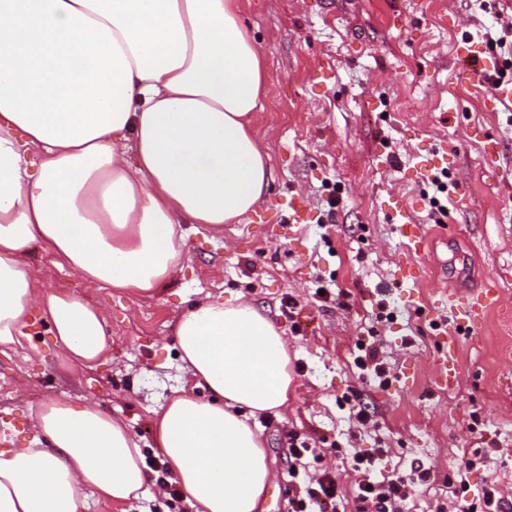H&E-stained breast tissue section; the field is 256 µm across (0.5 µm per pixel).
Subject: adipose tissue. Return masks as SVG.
Wrapping results in <instances>:
<instances>
[{
	"label": "adipose tissue",
	"instance_id": "1",
	"mask_svg": "<svg viewBox=\"0 0 512 512\" xmlns=\"http://www.w3.org/2000/svg\"><path fill=\"white\" fill-rule=\"evenodd\" d=\"M264 83L240 0H0L1 352L36 311L74 364L108 353L100 309L40 288L32 245L87 287L151 297L183 265L184 225L220 233L267 203ZM176 342L208 396L153 410L162 460L192 512H257L273 474L247 416L287 405L288 343L238 297L181 313ZM30 422L47 445L0 452V512L141 495L143 451L112 414L52 398Z\"/></svg>",
	"mask_w": 512,
	"mask_h": 512
}]
</instances>
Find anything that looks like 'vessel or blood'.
Wrapping results in <instances>:
<instances>
[{"instance_id": "vessel-or-blood-1", "label": "vessel or blood", "mask_w": 512, "mask_h": 512, "mask_svg": "<svg viewBox=\"0 0 512 512\" xmlns=\"http://www.w3.org/2000/svg\"><path fill=\"white\" fill-rule=\"evenodd\" d=\"M463 58L468 65L461 71L462 79L472 88L483 92L488 109L512 104V81L497 84L490 83V72L494 68L493 60L486 58L482 45L471 42L463 49ZM501 144L488 141L482 149V161L502 183L512 181V168L503 166L500 160ZM403 232L408 253L421 254L427 242V236L421 225L415 224L411 209L400 199H391L389 203ZM499 304V295L495 288L487 287L479 291L457 293L436 301L435 312H447L450 330L438 356L439 380L449 384L455 381V349L462 337L471 335L477 322L486 313Z\"/></svg>"}]
</instances>
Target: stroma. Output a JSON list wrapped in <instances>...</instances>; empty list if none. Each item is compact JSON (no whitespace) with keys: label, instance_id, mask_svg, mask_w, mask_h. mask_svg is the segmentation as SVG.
<instances>
[{"label":"stroma","instance_id":"1","mask_svg":"<svg viewBox=\"0 0 512 512\" xmlns=\"http://www.w3.org/2000/svg\"><path fill=\"white\" fill-rule=\"evenodd\" d=\"M512 0H241V16L266 64L263 109L254 133L269 156L271 201L304 198L311 220L286 235L245 218L221 235L186 225L183 268L160 294L143 299L113 288L86 290L53 254L35 246L25 261L43 286L89 294L102 311L110 344L94 369L70 365L42 320L31 344L0 353V433L16 445L37 440L31 408L64 397L93 402L120 418L142 448L150 470L163 465L154 445L151 412L175 389L194 387L181 368L175 318L196 304L242 297L288 339L293 378L288 406L254 421L266 441L275 478L259 512H280L294 488L288 482L289 432L309 438L305 469L336 473L337 492L352 506L359 475L348 454L381 448L379 473L431 477L416 482L403 512H435L455 500L448 476L468 460L471 489L496 482L512 496V187L481 164L484 138L498 139L502 164L512 165V104L488 112L481 95L461 84L459 48L497 29ZM329 68L331 78L316 76ZM454 151L448 200L437 223L435 193L414 165L440 145ZM389 153L390 165L380 162ZM401 197L432 237L417 261L422 281L400 282L407 249L383 202ZM495 281L503 308L487 314L456 350L458 380L434 384L442 338L427 312L448 287ZM328 300L317 301V289ZM418 297L421 311L408 308ZM294 299L296 311L286 301ZM392 316L379 315V303ZM373 342L390 374L381 390L362 382L354 359L358 341ZM371 415L368 427L348 418L347 397ZM83 512H188L179 496L148 482L124 508L88 498Z\"/></svg>","mask_w":512,"mask_h":512}]
</instances>
